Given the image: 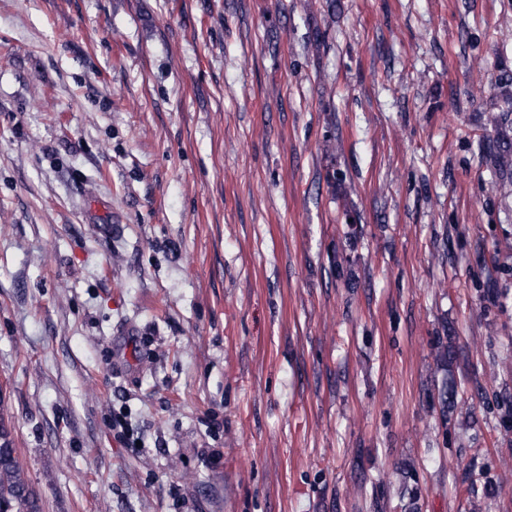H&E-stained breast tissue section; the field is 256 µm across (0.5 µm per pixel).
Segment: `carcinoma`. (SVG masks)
I'll list each match as a JSON object with an SVG mask.
<instances>
[{
  "label": "carcinoma",
  "instance_id": "carcinoma-1",
  "mask_svg": "<svg viewBox=\"0 0 512 512\" xmlns=\"http://www.w3.org/2000/svg\"><path fill=\"white\" fill-rule=\"evenodd\" d=\"M0 512H42L14 446L12 431L0 419Z\"/></svg>",
  "mask_w": 512,
  "mask_h": 512
}]
</instances>
